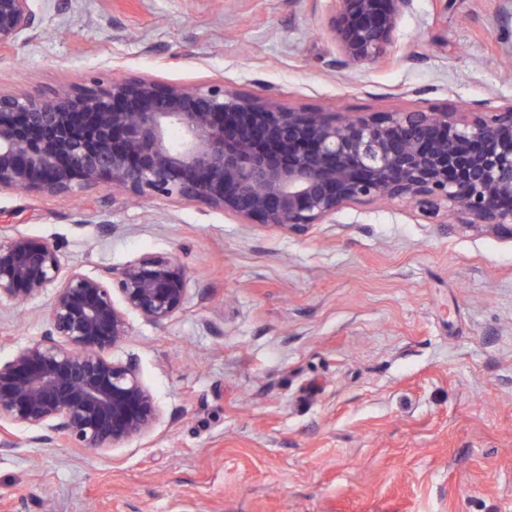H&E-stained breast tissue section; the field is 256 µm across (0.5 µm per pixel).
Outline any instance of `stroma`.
Masks as SVG:
<instances>
[{
    "instance_id": "35a3bbf8",
    "label": "stroma",
    "mask_w": 512,
    "mask_h": 512,
    "mask_svg": "<svg viewBox=\"0 0 512 512\" xmlns=\"http://www.w3.org/2000/svg\"><path fill=\"white\" fill-rule=\"evenodd\" d=\"M0 90L149 75L391 112L512 100V0H414L407 55L331 67L323 0H39ZM0 227L84 272L141 254L190 273L182 308L130 316L162 417L108 452L6 427L0 512H512V236L356 205L302 233L201 205L0 194ZM49 295L0 304V361L43 336Z\"/></svg>"
}]
</instances>
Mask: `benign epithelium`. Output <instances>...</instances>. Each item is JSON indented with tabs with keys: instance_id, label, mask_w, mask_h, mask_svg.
I'll return each instance as SVG.
<instances>
[{
	"instance_id": "obj_1",
	"label": "benign epithelium",
	"mask_w": 512,
	"mask_h": 512,
	"mask_svg": "<svg viewBox=\"0 0 512 512\" xmlns=\"http://www.w3.org/2000/svg\"><path fill=\"white\" fill-rule=\"evenodd\" d=\"M37 2L0 0V50L33 38ZM325 2L322 34L342 70L391 58L414 0ZM102 188L295 233L334 224L351 205L407 200L431 217L444 208L461 224L512 234V101L354 114L150 76L48 95L0 91V193ZM189 278L165 255L89 274L45 239L0 238V302L52 291L44 335L0 363V425L93 453L151 433L161 409L136 360L111 352L129 336V315L168 321Z\"/></svg>"
}]
</instances>
